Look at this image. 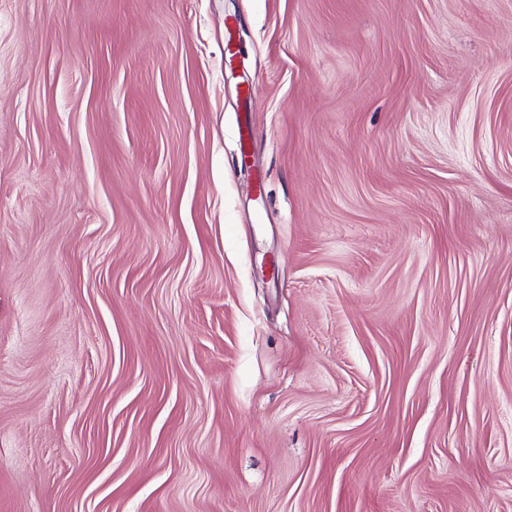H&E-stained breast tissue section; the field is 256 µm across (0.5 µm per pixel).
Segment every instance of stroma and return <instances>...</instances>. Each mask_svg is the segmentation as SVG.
Wrapping results in <instances>:
<instances>
[{"label": "stroma", "mask_w": 512, "mask_h": 512, "mask_svg": "<svg viewBox=\"0 0 512 512\" xmlns=\"http://www.w3.org/2000/svg\"><path fill=\"white\" fill-rule=\"evenodd\" d=\"M0 512H512V0H0Z\"/></svg>", "instance_id": "35a3bbf8"}]
</instances>
